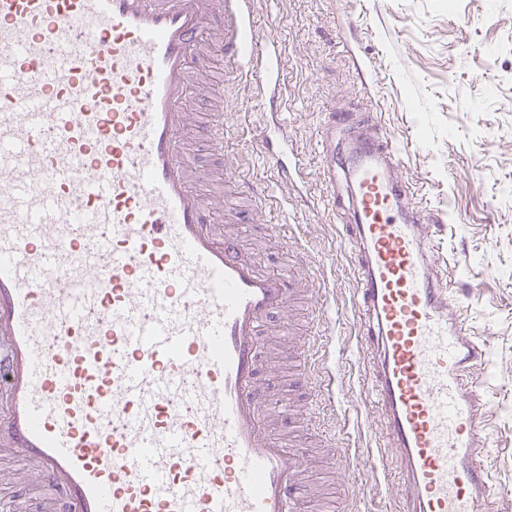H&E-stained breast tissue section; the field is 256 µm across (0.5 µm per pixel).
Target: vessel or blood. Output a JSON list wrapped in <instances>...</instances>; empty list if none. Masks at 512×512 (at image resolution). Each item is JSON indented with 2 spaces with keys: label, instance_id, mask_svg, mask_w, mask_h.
Segmentation results:
<instances>
[{
  "label": "vessel or blood",
  "instance_id": "b4317fda",
  "mask_svg": "<svg viewBox=\"0 0 512 512\" xmlns=\"http://www.w3.org/2000/svg\"><path fill=\"white\" fill-rule=\"evenodd\" d=\"M253 0H0V463L40 512H305L273 430L266 320L301 277L261 269L191 180L188 101L219 47L280 92ZM360 344L401 512H496L482 349L432 260L394 141L349 134Z\"/></svg>",
  "mask_w": 512,
  "mask_h": 512
}]
</instances>
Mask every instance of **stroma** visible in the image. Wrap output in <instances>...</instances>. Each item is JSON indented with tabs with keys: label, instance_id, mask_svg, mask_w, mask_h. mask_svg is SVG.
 Segmentation results:
<instances>
[{
	"label": "stroma",
	"instance_id": "stroma-1",
	"mask_svg": "<svg viewBox=\"0 0 512 512\" xmlns=\"http://www.w3.org/2000/svg\"><path fill=\"white\" fill-rule=\"evenodd\" d=\"M256 29L279 35L275 75L285 106L278 116L298 176L282 181L256 149L269 104L253 78L224 80L191 102L195 112L224 106V154L197 143L196 186L224 196V214L239 226L262 269L305 270L321 284L291 313L274 315L270 340L289 326L312 338L311 381L288 368L265 370L271 407L283 434L303 431L306 485L318 500L349 489L351 512H397L398 469L363 460L378 448L379 418L357 348L356 280L337 213L322 182L328 115L373 113L398 146L401 172L434 219L435 263L446 265L465 326L484 350L478 372L486 404V462L499 512H512V0H256ZM240 160L239 176L270 196L264 210L224 192L223 157ZM259 224L287 227L288 248L259 236ZM17 477L0 485V512H38L44 493L35 472L15 462Z\"/></svg>",
	"mask_w": 512,
	"mask_h": 512
}]
</instances>
